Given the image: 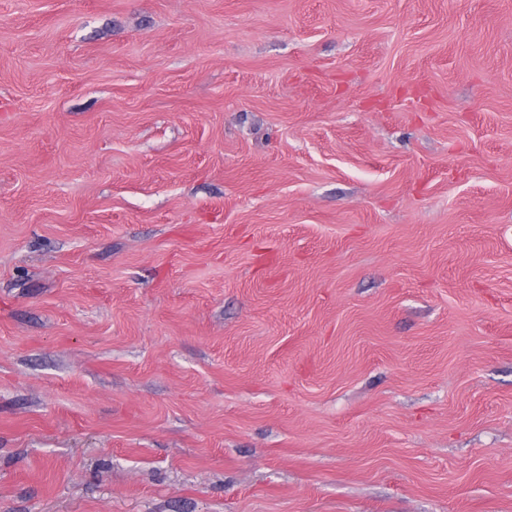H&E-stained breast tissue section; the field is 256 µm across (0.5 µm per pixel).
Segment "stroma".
<instances>
[{"label": "stroma", "mask_w": 512, "mask_h": 512, "mask_svg": "<svg viewBox=\"0 0 512 512\" xmlns=\"http://www.w3.org/2000/svg\"><path fill=\"white\" fill-rule=\"evenodd\" d=\"M0 512H512V0H0Z\"/></svg>", "instance_id": "obj_1"}]
</instances>
